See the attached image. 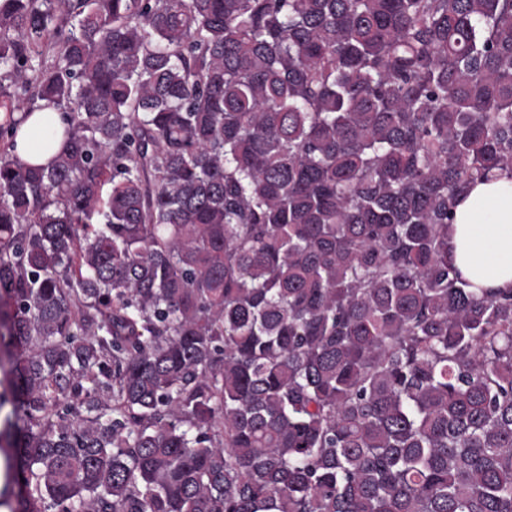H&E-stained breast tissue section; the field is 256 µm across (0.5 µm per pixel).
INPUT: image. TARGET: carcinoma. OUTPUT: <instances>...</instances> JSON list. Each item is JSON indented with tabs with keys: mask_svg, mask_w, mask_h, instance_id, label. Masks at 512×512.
Wrapping results in <instances>:
<instances>
[{
	"mask_svg": "<svg viewBox=\"0 0 512 512\" xmlns=\"http://www.w3.org/2000/svg\"><path fill=\"white\" fill-rule=\"evenodd\" d=\"M0 107V508L512 512V0H0ZM53 120V128L58 131L57 135L53 137L52 128H42V120L50 118ZM33 128H38L42 131L44 138L51 139L49 147H34L30 138L29 132ZM62 121L58 112L53 109H44L39 112H34L29 118L21 125L20 130L15 138L14 154L22 161L47 166L53 156H55L63 147L64 139L61 134ZM448 263L474 288L512 290V171L465 188L448 224Z\"/></svg>",
	"mask_w": 512,
	"mask_h": 512,
	"instance_id": "carcinoma-1",
	"label": "carcinoma"
}]
</instances>
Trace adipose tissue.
Instances as JSON below:
<instances>
[{
    "label": "adipose tissue",
    "mask_w": 512,
    "mask_h": 512,
    "mask_svg": "<svg viewBox=\"0 0 512 512\" xmlns=\"http://www.w3.org/2000/svg\"><path fill=\"white\" fill-rule=\"evenodd\" d=\"M61 127L55 110L33 113L15 138V155L48 165L63 147ZM448 262L475 287L512 290V171H496L465 188L448 226Z\"/></svg>",
    "instance_id": "1"
}]
</instances>
